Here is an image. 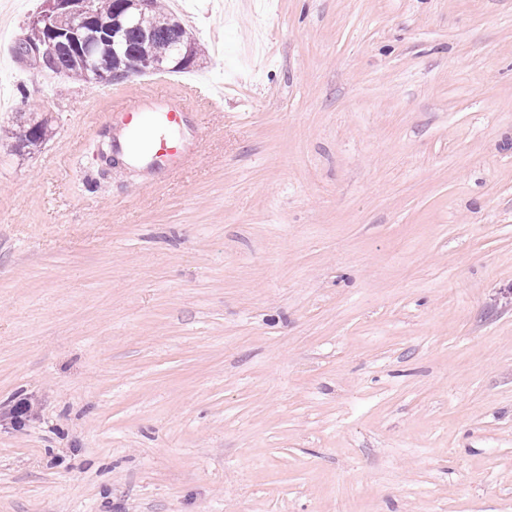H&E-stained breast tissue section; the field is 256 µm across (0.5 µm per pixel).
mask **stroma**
Returning a JSON list of instances; mask_svg holds the SVG:
<instances>
[{"label":"stroma","mask_w":512,"mask_h":512,"mask_svg":"<svg viewBox=\"0 0 512 512\" xmlns=\"http://www.w3.org/2000/svg\"><path fill=\"white\" fill-rule=\"evenodd\" d=\"M225 3L195 158L106 173L145 77L0 0V512H512V0ZM48 33L42 27L37 25H28L27 32L19 40L17 46V54L20 59L28 58L26 55L27 50H39L42 52L47 45ZM27 120L23 122L20 121V125H18V130L13 137L15 139V149L17 151H22L26 148L36 147L41 144L46 136H47V122L45 120L40 121H32L25 124ZM27 142L21 148L18 147V143Z\"/></svg>","instance_id":"obj_1"}]
</instances>
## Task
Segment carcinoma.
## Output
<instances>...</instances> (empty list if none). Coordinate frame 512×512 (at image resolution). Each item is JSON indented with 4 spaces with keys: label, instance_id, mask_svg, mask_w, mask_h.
Listing matches in <instances>:
<instances>
[{
    "label": "carcinoma",
    "instance_id": "obj_1",
    "mask_svg": "<svg viewBox=\"0 0 512 512\" xmlns=\"http://www.w3.org/2000/svg\"><path fill=\"white\" fill-rule=\"evenodd\" d=\"M125 0H93V8L99 20L106 22ZM173 17L167 15L158 4L151 0L149 9L137 16L135 24L128 29L112 53V41L99 42L96 48H63L41 58V67L52 73L92 83L99 70L111 72V83L118 84L135 75L134 62L139 58L154 57L170 61L187 52L191 61H196L200 50L184 27L172 26ZM48 33L37 25H28L27 32L19 40L17 54L27 58L26 52L42 51L46 48ZM47 122L44 120L20 123L15 133V143L25 147H36L47 136Z\"/></svg>",
    "mask_w": 512,
    "mask_h": 512
}]
</instances>
